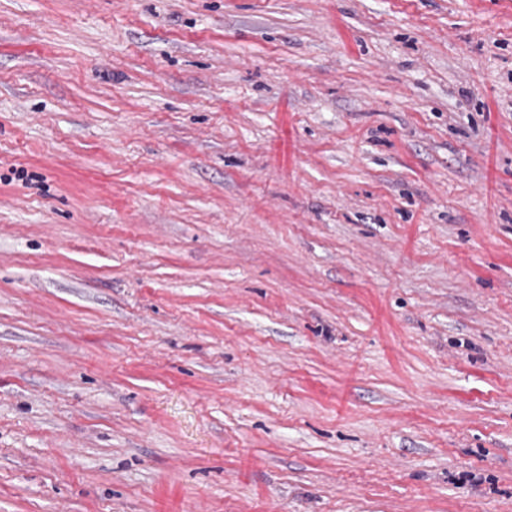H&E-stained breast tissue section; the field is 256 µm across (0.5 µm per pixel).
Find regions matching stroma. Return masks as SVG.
Here are the masks:
<instances>
[{"label": "stroma", "mask_w": 512, "mask_h": 512, "mask_svg": "<svg viewBox=\"0 0 512 512\" xmlns=\"http://www.w3.org/2000/svg\"><path fill=\"white\" fill-rule=\"evenodd\" d=\"M0 512H512V0H0Z\"/></svg>", "instance_id": "1"}]
</instances>
